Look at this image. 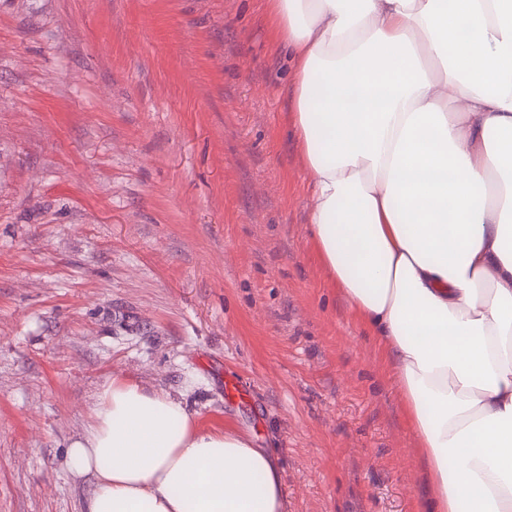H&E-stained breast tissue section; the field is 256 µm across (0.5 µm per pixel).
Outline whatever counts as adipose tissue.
Listing matches in <instances>:
<instances>
[{
  "mask_svg": "<svg viewBox=\"0 0 512 512\" xmlns=\"http://www.w3.org/2000/svg\"><path fill=\"white\" fill-rule=\"evenodd\" d=\"M318 255L395 373L435 512H512V0H267ZM85 512H283L279 465L116 375Z\"/></svg>",
  "mask_w": 512,
  "mask_h": 512,
  "instance_id": "adipose-tissue-1",
  "label": "adipose tissue"
}]
</instances>
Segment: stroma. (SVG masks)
Here are the masks:
<instances>
[{
    "label": "stroma",
    "mask_w": 512,
    "mask_h": 512,
    "mask_svg": "<svg viewBox=\"0 0 512 512\" xmlns=\"http://www.w3.org/2000/svg\"><path fill=\"white\" fill-rule=\"evenodd\" d=\"M291 80L264 0H0V512H84L67 449L115 374L270 449L284 512H430Z\"/></svg>",
    "instance_id": "35a3bbf8"
}]
</instances>
